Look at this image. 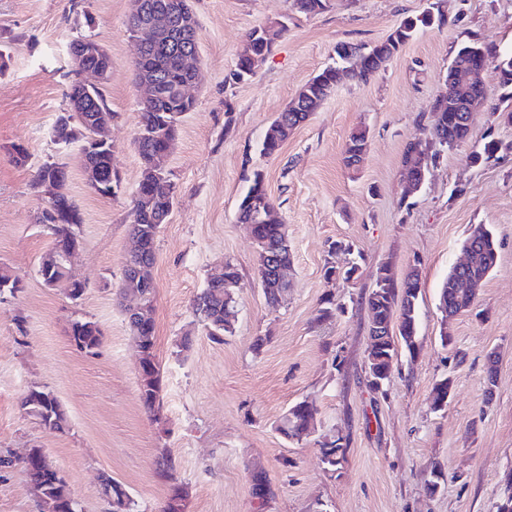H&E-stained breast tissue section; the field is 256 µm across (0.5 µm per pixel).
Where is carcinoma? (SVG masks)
Listing matches in <instances>:
<instances>
[{
    "instance_id": "1",
    "label": "carcinoma",
    "mask_w": 512,
    "mask_h": 512,
    "mask_svg": "<svg viewBox=\"0 0 512 512\" xmlns=\"http://www.w3.org/2000/svg\"><path fill=\"white\" fill-rule=\"evenodd\" d=\"M144 13L137 17L129 16L127 31L147 22L152 13L165 7L185 9L178 16L177 27L172 28L163 39L175 41L185 40L197 44V20L191 9L190 0H143ZM329 0H292L293 9L304 15H315L327 7ZM436 22H442V17L426 12L415 19L403 21L389 37L380 43L342 44L336 47V62L324 68L305 86L300 96L304 97L307 111L287 113L288 124L281 126L272 122L264 136L261 153L272 156L281 149L282 145L293 131L315 111L335 87L346 78L366 81L377 72L376 61H388L396 55L400 48L422 28L430 27ZM284 23H270L253 29L247 39L244 51L237 61L238 76H250L256 72L265 61L275 41L285 32ZM474 57L489 58L492 62V77L502 89H512V54L503 55L494 47L488 46L476 39L469 41L458 49L450 62V67L456 69L469 63ZM137 85H142L144 76L153 74L162 84L173 87L184 82L186 71L181 57L163 45H148L144 47L135 60ZM194 102L184 101L173 96H141L138 99L139 121L134 136V144L142 162V173L139 184L143 185L159 175L170 173L168 168V143L178 136L183 116L192 111ZM89 112L68 111L56 118L53 135L59 142L80 144L79 154L83 175L91 189L103 196H113L116 191L104 175L114 169L113 153L110 149L92 150L87 152L84 146L90 143L94 130L88 122ZM467 113L450 112L448 106L437 103L431 114L430 137L423 140L415 137L405 148L406 164L409 168H419L424 174H429L441 152L454 147L464 140L469 133ZM368 132L360 129L354 132L346 144L344 162L351 167L358 163L367 151ZM65 169L56 162L43 163L36 172L31 183L34 193H44V184L55 178V173ZM66 180L56 183L55 196L45 199V206L37 218V223L52 238V247L42 257L38 273L45 285L63 288L67 297L77 302L82 299L86 285L82 282L68 279L66 265L68 248L80 242L79 227L83 217L72 200L64 192ZM176 200V186H171L169 193L158 196L136 194L132 199L133 220L130 233L152 224L161 225L169 218ZM238 220L243 224L254 225L255 242L259 253L258 275L260 280L268 282L269 288L264 295L267 303L278 306L287 293V289L276 286L272 279V271L264 262V254L278 256L280 263L289 266L292 263V253L288 238L282 231V224L277 216L274 204L268 193L265 177L262 171L256 170L250 180L247 191L242 196L238 206ZM472 245L480 253L478 264L467 268H452L444 281L439 294V310L453 309L467 299V289L454 288L452 281L469 280L474 283H484L489 273L495 268L498 260L497 241L492 229L486 224H475L464 241V245ZM387 268H378L375 287L371 290L367 305L371 313V328L376 329L384 323L392 321L395 315L394 305L400 303L399 319L401 320V336L409 338L405 343L408 351H413L417 337L416 304L418 298V272L411 271L402 285L384 272ZM239 272L231 263H224L221 278H211L206 287L194 299L195 313L204 323L207 335L216 342L224 341V335L233 331L235 320L234 311H225L226 298L235 293L239 285ZM153 270L146 271L143 284L136 286L128 282V276H123L121 294L124 297L139 296L143 304L154 302ZM130 330L137 341L142 357L141 399L147 408L155 406L160 397V371L154 353V320L148 317L146 323L126 315ZM71 342L75 348L85 354L94 355L102 343L101 331L96 322L89 319H76L71 323ZM395 349L386 344H376L367 352V365L374 367L383 381L391 373L392 365L387 359L393 357ZM22 407L26 413L49 430L59 431L66 425V413L54 395L40 388L31 389L23 398ZM315 419V409L306 402L293 405L284 416L281 430L289 438L295 437L304 430L308 423ZM23 466L34 487L39 491L45 506L56 503V512H80L79 504L71 496L67 485L55 484L54 473L48 470V465L29 453L22 457ZM106 500H112L123 506L121 512H138L137 503L130 493L119 483L108 480L103 486Z\"/></svg>"
}]
</instances>
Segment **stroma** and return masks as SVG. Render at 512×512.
I'll use <instances>...</instances> for the list:
<instances>
[{
	"label": "stroma",
	"mask_w": 512,
	"mask_h": 512,
	"mask_svg": "<svg viewBox=\"0 0 512 512\" xmlns=\"http://www.w3.org/2000/svg\"><path fill=\"white\" fill-rule=\"evenodd\" d=\"M191 5L201 81L170 156L177 201L157 238L161 392L153 415L141 401L139 351L119 294L142 170L133 144L131 0H0V46L10 55L0 76V266L23 280L22 291L0 303V456L43 449L82 512H107L105 475L131 493L140 512H160L172 486L158 473L165 457L188 491L186 512H497L512 494V125H494L492 111L512 109V99L489 83L488 105L473 114L466 140L442 154L414 192L406 189L404 153L413 137H429L432 109L462 44L476 38L512 47V0H329L313 16L292 10L291 0ZM432 7L444 24L420 29L369 80L340 83L278 154L262 155L272 120L333 63L338 44L383 41ZM283 18L288 29L265 63L237 78L248 33ZM80 34L112 58L105 95L121 181L112 197L89 188L77 145L52 134L68 105L67 45ZM361 128L368 151L359 166L345 167L346 144ZM491 136L498 151L472 164V151ZM16 145L28 149L27 164L13 161ZM47 160L67 165L68 193L83 216L70 273L87 288L75 304L38 274L52 240L36 222L43 202L31 182ZM257 170L293 251L288 295L274 309L258 284L251 230L237 219ZM476 224L493 229L498 262L473 310L446 322L439 292L464 260L463 242ZM336 241L343 250L330 251ZM228 261L241 276L236 315L232 333L215 342L193 300ZM352 261L355 279L325 278L326 263ZM384 263L398 283L419 272L418 348L397 345L391 375L377 388L366 365L367 297ZM328 297L337 311L323 321ZM77 317L100 328L96 355L73 346ZM445 334L451 345H443ZM184 338L190 345L178 350ZM446 377L452 388L437 409L432 392ZM34 387L57 397L68 418L64 431L44 428L22 408ZM301 401L316 408V420L300 437H285L278 426ZM328 437L344 445L333 467L324 461ZM257 474L265 480L260 495ZM0 512H42L18 463L0 468Z\"/></svg>",
	"instance_id": "stroma-1"
}]
</instances>
